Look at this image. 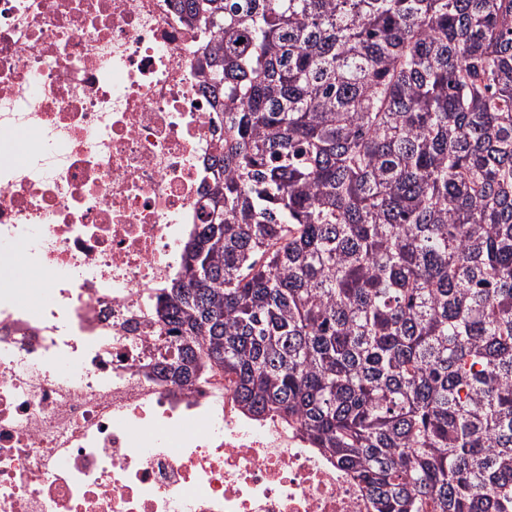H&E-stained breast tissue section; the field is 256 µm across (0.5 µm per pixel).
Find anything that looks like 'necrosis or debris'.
<instances>
[{
  "instance_id": "4bbe7bcc",
  "label": "necrosis or debris",
  "mask_w": 512,
  "mask_h": 512,
  "mask_svg": "<svg viewBox=\"0 0 512 512\" xmlns=\"http://www.w3.org/2000/svg\"><path fill=\"white\" fill-rule=\"evenodd\" d=\"M204 39L173 0H0V512H372L224 377L152 371L219 145Z\"/></svg>"
}]
</instances>
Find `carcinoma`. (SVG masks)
I'll use <instances>...</instances> for the list:
<instances>
[{"mask_svg":"<svg viewBox=\"0 0 512 512\" xmlns=\"http://www.w3.org/2000/svg\"><path fill=\"white\" fill-rule=\"evenodd\" d=\"M175 7L224 140L154 369L222 372L373 512H512V0Z\"/></svg>","mask_w":512,"mask_h":512,"instance_id":"obj_1","label":"carcinoma"}]
</instances>
